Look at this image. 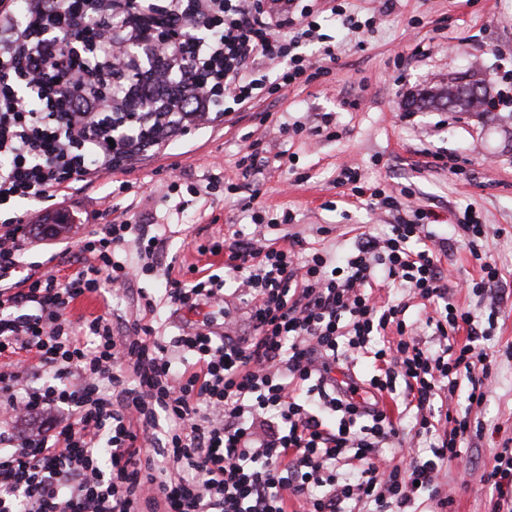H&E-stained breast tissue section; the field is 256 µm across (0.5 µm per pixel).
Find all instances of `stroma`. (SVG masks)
<instances>
[{"mask_svg":"<svg viewBox=\"0 0 512 512\" xmlns=\"http://www.w3.org/2000/svg\"><path fill=\"white\" fill-rule=\"evenodd\" d=\"M360 11L374 13L371 31L353 34L342 29L330 13H322L323 33L335 44L338 60L329 74L302 87L269 96L244 112L225 115L222 123L194 131L183 140L142 156L126 175L151 199L158 223L168 225L169 251L176 260L170 273L141 277L137 285L153 298L163 295L166 277L195 280L196 269L223 273V256L200 254L199 246L222 240L227 225L247 223L237 195L218 187L213 201L189 202L177 213L164 199L162 184L178 173L195 182L236 172L235 162L246 145L245 135L275 137L278 117L304 118L318 112L336 117L338 137H303L290 143L288 166L265 171L261 201L276 218L267 238L296 235L317 241L316 230L331 227L325 244L336 253L351 250L353 225L367 226L381 236L397 220H412L408 210L388 212L370 208L366 199L344 194L336 180L343 166L358 163L365 186L381 185L390 194L405 186L420 193L440 224L433 230L451 236L448 221L465 208L476 211L488 229V241L471 254L464 241H453L444 259L452 275L450 302L488 315L498 308L490 340L481 346L491 354L492 392L479 407L470 406L458 390L450 407L469 413L482 424L471 436L467 463L448 469L446 489L454 499L448 512H489L492 489L481 479L503 439L512 437V0H397L382 12L383 0H350ZM477 85L492 108L487 112L416 108L415 99L433 87ZM128 196L112 191L111 175L81 187L68 197L74 211L89 223L101 224L126 211ZM293 223H280L283 211ZM496 261L503 280L475 294L470 281L479 279L482 262Z\"/></svg>","mask_w":512,"mask_h":512,"instance_id":"stroma-1","label":"stroma"}]
</instances>
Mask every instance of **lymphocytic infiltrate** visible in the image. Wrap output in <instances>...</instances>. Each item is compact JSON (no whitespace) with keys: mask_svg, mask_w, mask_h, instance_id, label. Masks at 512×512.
<instances>
[{"mask_svg":"<svg viewBox=\"0 0 512 512\" xmlns=\"http://www.w3.org/2000/svg\"><path fill=\"white\" fill-rule=\"evenodd\" d=\"M322 10L320 0H0V207L15 208L0 221V512H345L352 501L409 512L422 493L446 512L441 478L471 422L441 399L465 384L482 402L475 368L488 355L477 316L448 300L449 241L430 230L431 211L381 238L358 233L341 259L263 232V171L292 135L330 130L332 113L280 120L282 148L248 145L228 188L248 189L240 205L254 229L212 244L223 274L166 280V307L200 315L168 341L138 319L117 335L109 314L69 317L78 298L104 294L155 311L123 258L134 243L144 270L158 268L168 238L149 209L89 229L61 208L36 223L19 208L103 174L133 194L124 175L145 134L166 143L328 74ZM314 41L323 61L305 51ZM36 233L71 235L67 278L41 264L20 271ZM380 283L408 289L422 321L407 319V302L377 304ZM228 290L248 330L215 316ZM180 351L193 362L177 366ZM362 358L374 373L360 381L350 366ZM398 379L425 451L407 448L383 402ZM484 476L491 512H512V438Z\"/></svg>","mask_w":512,"mask_h":512,"instance_id":"lymphocytic-infiltrate-1","label":"lymphocytic infiltrate"}]
</instances>
